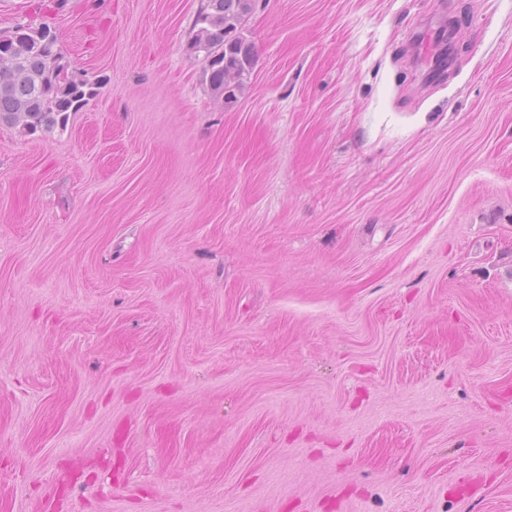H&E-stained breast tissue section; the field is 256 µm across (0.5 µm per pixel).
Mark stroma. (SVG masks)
I'll return each mask as SVG.
<instances>
[{"label":"stroma","mask_w":512,"mask_h":512,"mask_svg":"<svg viewBox=\"0 0 512 512\" xmlns=\"http://www.w3.org/2000/svg\"><path fill=\"white\" fill-rule=\"evenodd\" d=\"M200 4L0 0L99 85L0 125V512H512V0H254L231 104Z\"/></svg>","instance_id":"1"}]
</instances>
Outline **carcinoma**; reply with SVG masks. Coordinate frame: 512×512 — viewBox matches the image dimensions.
<instances>
[{
  "mask_svg": "<svg viewBox=\"0 0 512 512\" xmlns=\"http://www.w3.org/2000/svg\"><path fill=\"white\" fill-rule=\"evenodd\" d=\"M253 0H205L196 16L191 48L208 62L206 79L216 97L231 102L245 88L254 63V47L242 34L225 38L229 29L242 27ZM24 35L14 45L17 55L28 59L36 77L18 80L0 68V123L22 135L65 127L69 114L79 111L98 94V83L81 76L76 81H58L48 75L50 64L64 59L63 52L50 56L38 51L39 43Z\"/></svg>",
  "mask_w": 512,
  "mask_h": 512,
  "instance_id": "1",
  "label": "carcinoma"
}]
</instances>
